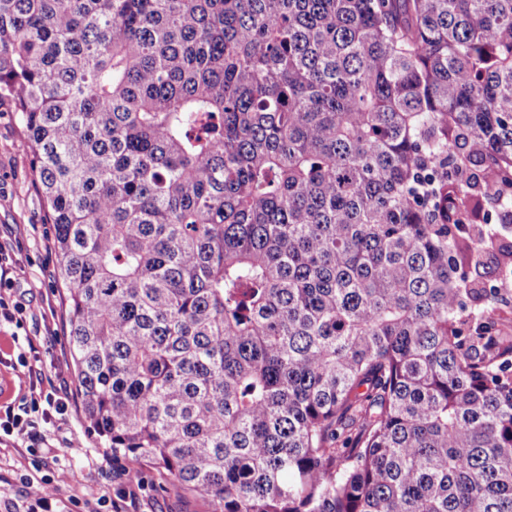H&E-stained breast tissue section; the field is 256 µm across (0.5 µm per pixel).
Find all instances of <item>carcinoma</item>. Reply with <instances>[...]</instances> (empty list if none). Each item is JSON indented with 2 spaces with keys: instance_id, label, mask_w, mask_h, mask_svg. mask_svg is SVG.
<instances>
[{
  "instance_id": "obj_1",
  "label": "carcinoma",
  "mask_w": 512,
  "mask_h": 512,
  "mask_svg": "<svg viewBox=\"0 0 512 512\" xmlns=\"http://www.w3.org/2000/svg\"><path fill=\"white\" fill-rule=\"evenodd\" d=\"M3 100L113 456L208 512H512V0H0Z\"/></svg>"
}]
</instances>
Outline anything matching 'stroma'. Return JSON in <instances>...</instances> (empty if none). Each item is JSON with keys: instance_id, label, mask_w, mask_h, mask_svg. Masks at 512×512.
Wrapping results in <instances>:
<instances>
[{"instance_id": "stroma-1", "label": "stroma", "mask_w": 512, "mask_h": 512, "mask_svg": "<svg viewBox=\"0 0 512 512\" xmlns=\"http://www.w3.org/2000/svg\"><path fill=\"white\" fill-rule=\"evenodd\" d=\"M24 127L9 105L0 106V247L14 269L13 293L26 308L22 326L0 324V406L19 402L26 389L14 376L12 362L27 352L28 339L44 335L46 326L58 330L49 350L40 351L38 366L42 387L65 386L77 392L67 323L62 305V277L54 250L53 228L47 224L39 179L19 145ZM40 282L39 292L28 293V281ZM64 365L65 380L55 376ZM46 448L29 454L24 445L0 438V512H24L22 481L28 477L50 480L60 499L96 502L115 496L120 485V462L101 448L88 428L81 400L71 411L46 426ZM145 485L121 504L122 512H208L200 497L167 487L159 474H144Z\"/></svg>"}]
</instances>
